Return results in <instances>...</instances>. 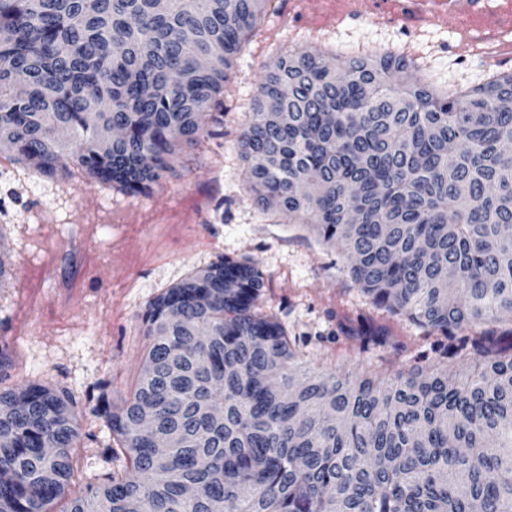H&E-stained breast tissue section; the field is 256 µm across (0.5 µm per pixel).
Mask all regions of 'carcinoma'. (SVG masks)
Returning a JSON list of instances; mask_svg holds the SVG:
<instances>
[{
	"instance_id": "obj_1",
	"label": "carcinoma",
	"mask_w": 512,
	"mask_h": 512,
	"mask_svg": "<svg viewBox=\"0 0 512 512\" xmlns=\"http://www.w3.org/2000/svg\"><path fill=\"white\" fill-rule=\"evenodd\" d=\"M268 0H0V142L52 177L144 194L207 119ZM393 54L330 68L291 52L240 135L255 203L336 241L373 303L478 365L379 386L307 374L258 309L264 276L219 259L157 296L131 395H87L126 465L63 512H512V72L438 91ZM122 135L102 152L96 145ZM67 392L0 390V512H51L75 478ZM154 408L153 430H140ZM173 440L168 448L157 440ZM512 326L506 322H488L486 324L463 328L456 332L458 336H493L498 348L506 349L508 354L512 344Z\"/></svg>"
}]
</instances>
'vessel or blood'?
<instances>
[{
	"label": "vessel or blood",
	"instance_id": "b4317fda",
	"mask_svg": "<svg viewBox=\"0 0 512 512\" xmlns=\"http://www.w3.org/2000/svg\"><path fill=\"white\" fill-rule=\"evenodd\" d=\"M322 27L365 14L406 30L440 26L478 43L512 35V0H306Z\"/></svg>",
	"mask_w": 512,
	"mask_h": 512
}]
</instances>
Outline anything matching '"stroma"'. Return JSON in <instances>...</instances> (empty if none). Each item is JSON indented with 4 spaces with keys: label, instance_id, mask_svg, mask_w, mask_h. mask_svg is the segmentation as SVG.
<instances>
[{
    "label": "stroma",
    "instance_id": "1",
    "mask_svg": "<svg viewBox=\"0 0 512 512\" xmlns=\"http://www.w3.org/2000/svg\"><path fill=\"white\" fill-rule=\"evenodd\" d=\"M293 51L324 54L331 65L391 52L414 60L438 89L479 86L491 71L446 29L409 34L367 16L322 30L294 0H269L224 84L216 135L182 146L146 194L123 193L74 165L48 179L0 152V245L8 255L0 388L37 383L75 397L74 489L110 469L103 451L112 433L89 411L86 392L100 387L121 405L142 370L150 302L222 257L256 264L265 278L261 312L300 341L312 371L384 382L415 369H459L432 353L428 328L359 290L339 245L262 210L249 192L240 134L265 75Z\"/></svg>",
    "mask_w": 512,
    "mask_h": 512
}]
</instances>
